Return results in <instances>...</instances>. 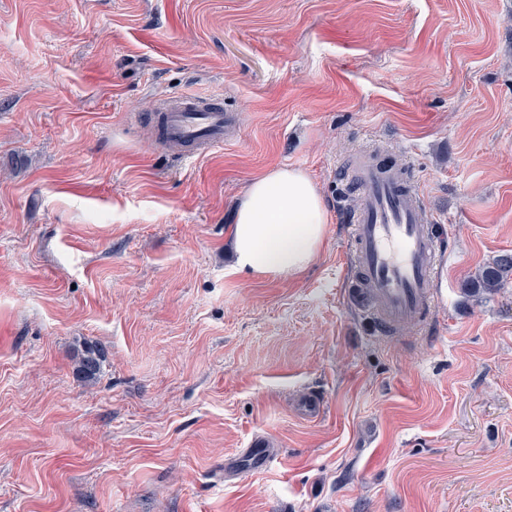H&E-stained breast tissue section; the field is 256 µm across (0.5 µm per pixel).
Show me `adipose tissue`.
<instances>
[{"label": "adipose tissue", "mask_w": 512, "mask_h": 512, "mask_svg": "<svg viewBox=\"0 0 512 512\" xmlns=\"http://www.w3.org/2000/svg\"><path fill=\"white\" fill-rule=\"evenodd\" d=\"M317 183L303 170L279 166L251 181L230 237L236 273L295 279L316 262L328 231Z\"/></svg>", "instance_id": "ef3b65f1"}]
</instances>
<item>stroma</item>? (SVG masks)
I'll return each mask as SVG.
<instances>
[{"label": "stroma", "instance_id": "35a3bbf8", "mask_svg": "<svg viewBox=\"0 0 512 512\" xmlns=\"http://www.w3.org/2000/svg\"><path fill=\"white\" fill-rule=\"evenodd\" d=\"M174 91L238 139L157 150ZM382 144L451 252L393 335L348 294L339 209ZM282 165L322 192L320 255L237 274L235 205ZM504 250L512 0H0V512H512V281L464 288ZM257 443L279 460L225 478ZM82 357L79 360L78 372L86 381L96 378L101 369L103 354L97 345H86Z\"/></svg>", "mask_w": 512, "mask_h": 512}]
</instances>
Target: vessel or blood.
I'll list each match as a JSON object with an SVG mask.
<instances>
[{"label":"vessel or blood","instance_id":"b4317fda","mask_svg":"<svg viewBox=\"0 0 512 512\" xmlns=\"http://www.w3.org/2000/svg\"><path fill=\"white\" fill-rule=\"evenodd\" d=\"M155 112L157 139L181 146L185 157L223 145L236 131L235 115L212 99L175 92ZM351 169L356 202L345 216L356 297L379 332L422 324L438 301L445 238L404 163L384 164L363 152ZM278 456L275 448H249L231 469L261 470Z\"/></svg>","mask_w":512,"mask_h":512}]
</instances>
